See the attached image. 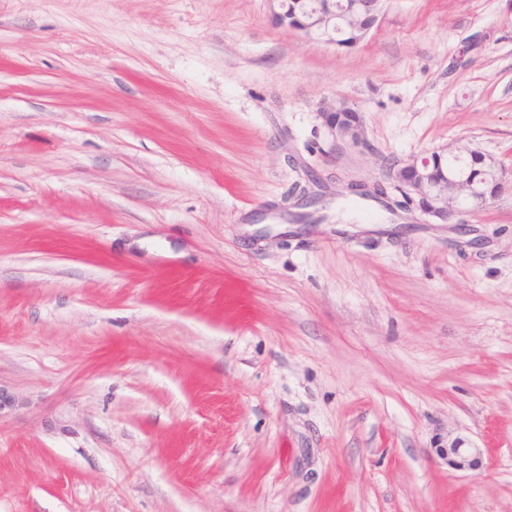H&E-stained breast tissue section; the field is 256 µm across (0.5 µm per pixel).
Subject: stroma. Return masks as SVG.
I'll return each mask as SVG.
<instances>
[{
  "label": "stroma",
  "mask_w": 512,
  "mask_h": 512,
  "mask_svg": "<svg viewBox=\"0 0 512 512\" xmlns=\"http://www.w3.org/2000/svg\"><path fill=\"white\" fill-rule=\"evenodd\" d=\"M460 140L512 173V0L352 49L0 0V512H512V190L436 224L388 177ZM342 103L337 102L327 104L321 113L326 126L329 128L332 135L341 141H350L354 144H362L363 138V121L360 113L356 108H352L349 104L346 112H341ZM354 113L358 115L356 119L353 118ZM481 462V451L475 447H464V442L456 441L448 447V466L456 471H467Z\"/></svg>",
  "instance_id": "stroma-1"
}]
</instances>
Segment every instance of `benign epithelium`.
Masks as SVG:
<instances>
[{"label":"benign epithelium","instance_id":"benign-epithelium-1","mask_svg":"<svg viewBox=\"0 0 512 512\" xmlns=\"http://www.w3.org/2000/svg\"><path fill=\"white\" fill-rule=\"evenodd\" d=\"M272 21L275 26L300 33L306 38L318 39L337 48L351 49L360 44L378 23L382 0H356L361 9L359 23L345 25L342 36H336L335 0H325V6L312 11L302 3L288 8V0H269ZM321 116L332 135L341 141L361 144L363 121L352 112L342 111V102L326 105ZM456 156V150L448 147L428 151L389 172L392 181L418 197L420 211L438 224H446L462 213L460 204L474 201L481 206L489 204L492 196L486 195L476 178L469 174L450 173L432 166L433 159L443 160ZM481 462V451L475 447H464L456 441L448 447V467L456 471H467Z\"/></svg>","mask_w":512,"mask_h":512}]
</instances>
